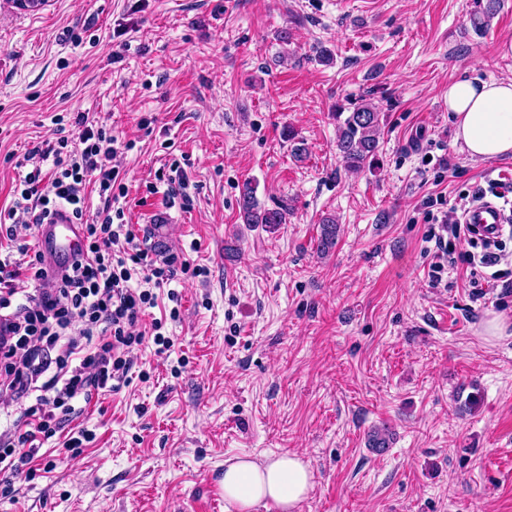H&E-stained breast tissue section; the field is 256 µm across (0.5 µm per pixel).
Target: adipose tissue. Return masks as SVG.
Listing matches in <instances>:
<instances>
[{
  "label": "adipose tissue",
  "instance_id": "adipose-tissue-1",
  "mask_svg": "<svg viewBox=\"0 0 512 512\" xmlns=\"http://www.w3.org/2000/svg\"><path fill=\"white\" fill-rule=\"evenodd\" d=\"M448 110L455 119L456 140L469 158L512 155V79L449 82ZM312 489L313 475L295 452L224 463V499L235 512H254L264 502L280 512H295Z\"/></svg>",
  "mask_w": 512,
  "mask_h": 512
}]
</instances>
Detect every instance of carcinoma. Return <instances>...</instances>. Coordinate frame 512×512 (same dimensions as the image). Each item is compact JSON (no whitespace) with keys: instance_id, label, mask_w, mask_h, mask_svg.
<instances>
[{"instance_id":"cac0c4a2","label":"carcinoma","mask_w":512,"mask_h":512,"mask_svg":"<svg viewBox=\"0 0 512 512\" xmlns=\"http://www.w3.org/2000/svg\"><path fill=\"white\" fill-rule=\"evenodd\" d=\"M499 0H486L482 15L472 16L471 22L476 29L487 26L488 21L497 12ZM383 115L370 102L357 103L339 125L336 149L349 169H361L373 166L378 160L381 125ZM240 215L246 224H265L275 227L286 223V210L282 208L265 209L259 205L255 187L243 184L239 198ZM339 228L336 218L322 219L320 235L317 238V250L326 253L336 243ZM369 447L377 452L383 451L390 442L388 428L375 429L369 434Z\"/></svg>"}]
</instances>
